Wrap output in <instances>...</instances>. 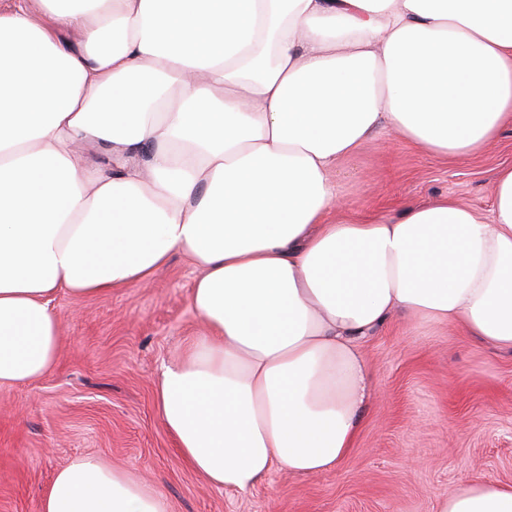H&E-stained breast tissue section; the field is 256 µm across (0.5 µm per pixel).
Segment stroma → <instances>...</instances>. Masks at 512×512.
Here are the masks:
<instances>
[{"instance_id":"obj_1","label":"stroma","mask_w":512,"mask_h":512,"mask_svg":"<svg viewBox=\"0 0 512 512\" xmlns=\"http://www.w3.org/2000/svg\"><path fill=\"white\" fill-rule=\"evenodd\" d=\"M503 166H512V127L462 161L384 129L341 159L334 179L352 218L442 196L485 218ZM196 277L176 255L148 285L54 296L56 367L0 386V512H41L55 472L85 456L145 478L170 512H435L462 481L512 484V349L395 318L362 343L374 395L334 469L301 477L276 468L246 494L209 485L180 457L155 397L164 367L200 328Z\"/></svg>"}]
</instances>
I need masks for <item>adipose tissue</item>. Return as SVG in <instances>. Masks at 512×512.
<instances>
[{
    "instance_id": "ef3b65f1",
    "label": "adipose tissue",
    "mask_w": 512,
    "mask_h": 512,
    "mask_svg": "<svg viewBox=\"0 0 512 512\" xmlns=\"http://www.w3.org/2000/svg\"><path fill=\"white\" fill-rule=\"evenodd\" d=\"M83 34L67 42L65 31ZM512 125V0H14L0 8V385L57 364L49 305L199 275L203 329L157 410L210 484L316 476L353 448L361 348L390 317L512 349V166L488 219L454 199L336 216L333 171L390 128L464 160ZM112 155L86 166L78 146ZM42 512H170L104 461L60 468ZM436 512H512L472 479Z\"/></svg>"
}]
</instances>
